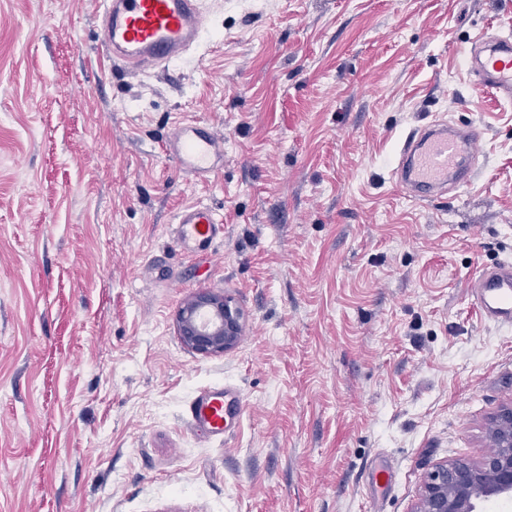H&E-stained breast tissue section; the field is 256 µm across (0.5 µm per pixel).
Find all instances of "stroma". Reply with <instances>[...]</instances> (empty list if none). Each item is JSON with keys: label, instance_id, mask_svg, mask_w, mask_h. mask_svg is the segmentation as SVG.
<instances>
[{"label": "stroma", "instance_id": "obj_1", "mask_svg": "<svg viewBox=\"0 0 512 512\" xmlns=\"http://www.w3.org/2000/svg\"><path fill=\"white\" fill-rule=\"evenodd\" d=\"M98 11L0 0V512H411L512 401V327L468 289L512 262V102L463 59L512 0H209L207 38L136 75ZM183 119L224 140L210 182L164 153ZM432 120L480 127L481 172L408 198ZM192 203L224 217L207 258L175 245ZM201 290L243 314L225 355L178 336ZM217 385L244 396L223 439L187 414Z\"/></svg>", "mask_w": 512, "mask_h": 512}]
</instances>
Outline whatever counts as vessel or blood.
<instances>
[{
    "instance_id": "1",
    "label": "vessel or blood",
    "mask_w": 512,
    "mask_h": 512,
    "mask_svg": "<svg viewBox=\"0 0 512 512\" xmlns=\"http://www.w3.org/2000/svg\"><path fill=\"white\" fill-rule=\"evenodd\" d=\"M206 0H104L98 41L102 53L133 72L167 66L197 46L207 31ZM468 70L477 84L504 100L512 99V39L478 38L468 56ZM480 130L444 122L413 129L398 153L397 185L424 198L469 185L478 175ZM165 153L178 169L207 180L224 167V144L195 123L175 126ZM224 231V219L212 207L195 203L176 216L175 240L189 255H212V245ZM474 306L487 322L512 326V264L481 268L469 281ZM243 400L229 387L200 389L189 405L193 425L224 437Z\"/></svg>"
}]
</instances>
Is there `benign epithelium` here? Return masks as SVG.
<instances>
[{"label":"benign epithelium","mask_w":512,"mask_h":512,"mask_svg":"<svg viewBox=\"0 0 512 512\" xmlns=\"http://www.w3.org/2000/svg\"><path fill=\"white\" fill-rule=\"evenodd\" d=\"M182 344L202 356H220L235 348L243 317L230 298L200 291L175 317ZM488 441L492 451L476 460L437 465L426 476L412 512H476L478 502L512 496V403L492 417Z\"/></svg>","instance_id":"obj_1"}]
</instances>
